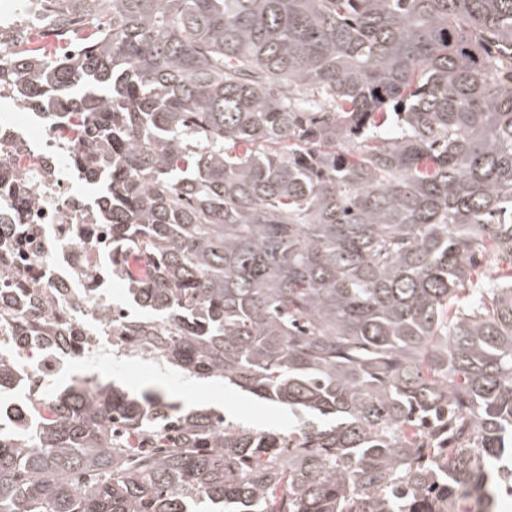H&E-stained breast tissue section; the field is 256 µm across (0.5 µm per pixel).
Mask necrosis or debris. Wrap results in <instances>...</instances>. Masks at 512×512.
Returning <instances> with one entry per match:
<instances>
[{
  "label": "necrosis or debris",
  "mask_w": 512,
  "mask_h": 512,
  "mask_svg": "<svg viewBox=\"0 0 512 512\" xmlns=\"http://www.w3.org/2000/svg\"><path fill=\"white\" fill-rule=\"evenodd\" d=\"M57 0H0V61H13L36 39L73 51L84 46L87 26L74 22L58 38L44 21ZM100 141L89 114H62L24 104L13 87L0 85V246L13 255L0 270V307L10 306L11 285L28 281L40 307L66 321L63 335L19 332L0 326V356L12 358L30 387L19 395L0 387V420L23 424L29 397L56 381L67 367L90 372L111 365L125 348L130 311L115 298L112 227L102 172H89L87 157Z\"/></svg>",
  "instance_id": "necrosis-or-debris-1"
}]
</instances>
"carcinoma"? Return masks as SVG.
<instances>
[{
    "mask_svg": "<svg viewBox=\"0 0 512 512\" xmlns=\"http://www.w3.org/2000/svg\"><path fill=\"white\" fill-rule=\"evenodd\" d=\"M76 13L106 17L90 49L0 81L107 143L127 334L300 425L78 383L0 424V512H494L512 269L477 265L512 266V0H64L53 30Z\"/></svg>",
    "mask_w": 512,
    "mask_h": 512,
    "instance_id": "obj_1",
    "label": "carcinoma"
}]
</instances>
